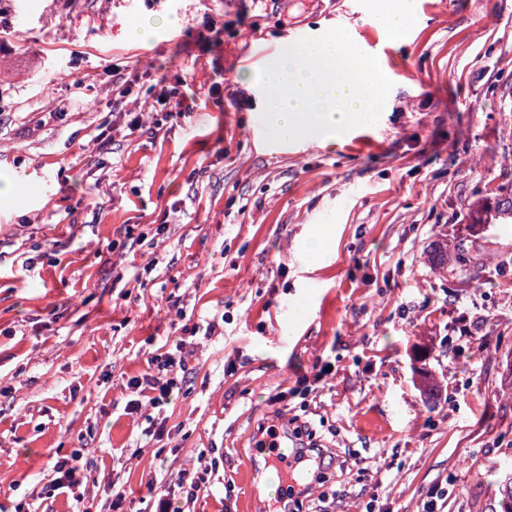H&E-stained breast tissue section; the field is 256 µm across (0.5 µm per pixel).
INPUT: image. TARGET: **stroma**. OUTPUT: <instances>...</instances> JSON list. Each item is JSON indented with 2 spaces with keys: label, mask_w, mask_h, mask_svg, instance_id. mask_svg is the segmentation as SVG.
I'll return each instance as SVG.
<instances>
[{
  "label": "stroma",
  "mask_w": 512,
  "mask_h": 512,
  "mask_svg": "<svg viewBox=\"0 0 512 512\" xmlns=\"http://www.w3.org/2000/svg\"><path fill=\"white\" fill-rule=\"evenodd\" d=\"M387 4L0 0V181L17 189L0 211V512H153L191 467L210 477L195 512H271L243 473L265 472L258 428L292 419L345 462L294 512L331 493L330 512H424L441 483L444 512H495L512 467V0H418L401 44L376 23ZM145 18L165 24L128 41ZM338 25L393 81L387 106L331 142L267 143L257 53ZM179 78L219 93L149 113ZM441 240L481 272L434 267ZM213 318L171 402L126 414L173 326ZM75 452L78 496L52 495ZM86 471L87 466L77 453L57 460L53 465L56 477L52 480V491L61 490L60 493L71 492L73 494V489L81 486L84 479H87Z\"/></svg>",
  "instance_id": "35a3bbf8"
}]
</instances>
